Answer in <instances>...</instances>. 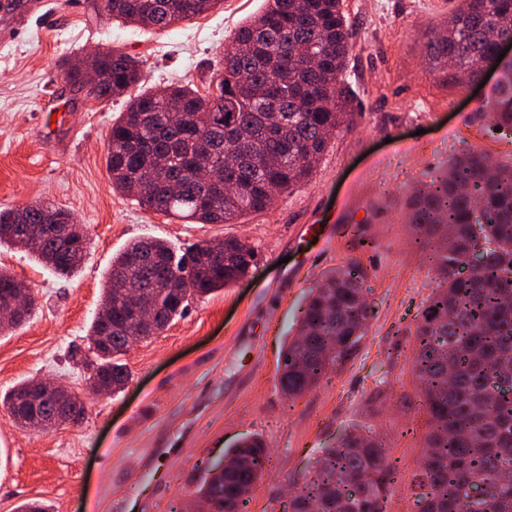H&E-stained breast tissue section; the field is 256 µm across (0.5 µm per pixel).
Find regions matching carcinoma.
<instances>
[{
  "mask_svg": "<svg viewBox=\"0 0 512 512\" xmlns=\"http://www.w3.org/2000/svg\"><path fill=\"white\" fill-rule=\"evenodd\" d=\"M221 0H102L104 15L124 23L169 29L208 13ZM512 39V0H462L428 45L430 69L451 71L469 83L476 63L496 58L494 37ZM352 33L342 0H267L224 48L216 87L202 94L167 85L139 93L112 124L107 169L112 189L153 212L188 224H236L267 212L277 197L309 180L329 147V134L351 121L353 92L344 80ZM491 97L478 108L492 127L512 132V59L498 63ZM100 75L88 96L107 102L142 81L139 64L114 51L69 64L66 79L83 90V69ZM223 169L221 182L204 184L196 171ZM57 208L43 203L0 210V244L17 245L24 224L55 223ZM410 223L424 236L439 283L420 310L413 373L429 416L426 460L414 482L429 512H472L470 489L482 485L487 512H512V164L465 149L415 193ZM88 239L71 247L51 234L28 252L69 276L86 255ZM481 252L469 277L455 268ZM257 249L224 238L175 257L161 238L128 243L102 286L111 300L121 273L152 298L154 322L135 324L116 308L96 315L87 351L90 388L110 381L113 393L129 380L121 356L131 345L161 335L182 316L189 298L236 283L257 262ZM369 309L353 267L338 269L311 289L297 332L282 351L278 385L289 399L317 386L347 361L365 336ZM23 381L0 398L15 423L36 428L52 419L54 401L35 408L23 400ZM269 456L257 437L224 452V472L207 469L197 488L207 512H244L241 484H256ZM398 473L372 435L347 433L320 459V468L294 489L288 512H388Z\"/></svg>",
  "mask_w": 512,
  "mask_h": 512,
  "instance_id": "cac0c4a2",
  "label": "carcinoma"
}]
</instances>
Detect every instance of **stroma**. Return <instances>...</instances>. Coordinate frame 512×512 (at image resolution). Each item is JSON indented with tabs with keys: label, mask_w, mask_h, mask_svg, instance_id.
<instances>
[{
	"label": "stroma",
	"mask_w": 512,
	"mask_h": 512,
	"mask_svg": "<svg viewBox=\"0 0 512 512\" xmlns=\"http://www.w3.org/2000/svg\"><path fill=\"white\" fill-rule=\"evenodd\" d=\"M0 11V210L45 202L89 233L79 270L62 277L24 250L0 247L36 297L31 317L0 334V394L24 380L62 384L86 404L84 419L19 428L0 405V512L40 500L54 512H191L205 467L246 437L261 438L266 471L246 512H288L293 489L347 432H373L399 479L390 512H417L410 478L420 467L427 415L411 371L415 319L437 286L414 246L409 203L418 184L462 149L512 163V135L472 115L486 89L430 71L426 46L459 0H344L353 32L347 80L357 112L339 130L309 182L265 214L238 224H187L112 190L106 145L126 97L90 98L61 64L115 51L138 59L144 87L174 82L206 91L224 44L264 0H223L166 31L103 16L101 0H14ZM54 93V114L42 96ZM313 224L308 237L294 226ZM165 238L175 253L235 236L259 254L232 287L191 299L160 336L132 346L124 391L95 394L73 351L85 348L112 257L130 240ZM289 258L295 275L283 278ZM362 273L367 333L343 369L296 399L277 364L310 289L334 270Z\"/></svg>",
	"instance_id": "stroma-1"
}]
</instances>
